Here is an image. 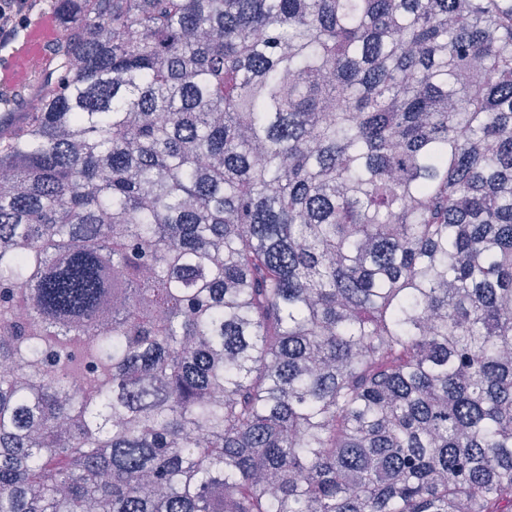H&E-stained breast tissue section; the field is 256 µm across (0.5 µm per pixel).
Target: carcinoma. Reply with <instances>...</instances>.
<instances>
[{
	"label": "carcinoma",
	"mask_w": 512,
	"mask_h": 512,
	"mask_svg": "<svg viewBox=\"0 0 512 512\" xmlns=\"http://www.w3.org/2000/svg\"><path fill=\"white\" fill-rule=\"evenodd\" d=\"M46 7L0 512H512V0Z\"/></svg>",
	"instance_id": "obj_1"
}]
</instances>
